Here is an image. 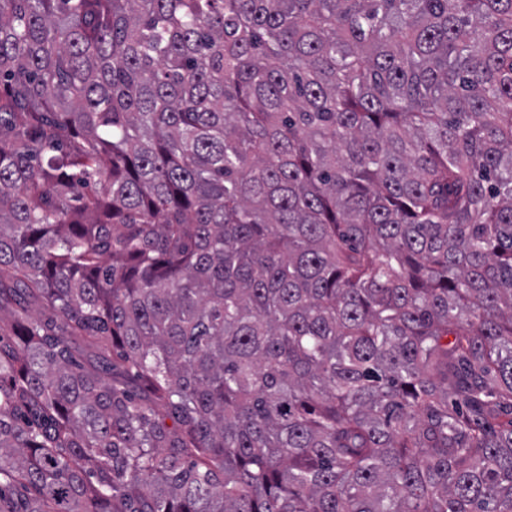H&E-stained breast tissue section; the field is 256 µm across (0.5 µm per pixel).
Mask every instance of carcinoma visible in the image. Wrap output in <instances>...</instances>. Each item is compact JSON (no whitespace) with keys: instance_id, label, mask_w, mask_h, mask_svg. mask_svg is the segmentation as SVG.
<instances>
[{"instance_id":"cac0c4a2","label":"carcinoma","mask_w":512,"mask_h":512,"mask_svg":"<svg viewBox=\"0 0 512 512\" xmlns=\"http://www.w3.org/2000/svg\"><path fill=\"white\" fill-rule=\"evenodd\" d=\"M2 309L0 512H512V0H0Z\"/></svg>"}]
</instances>
